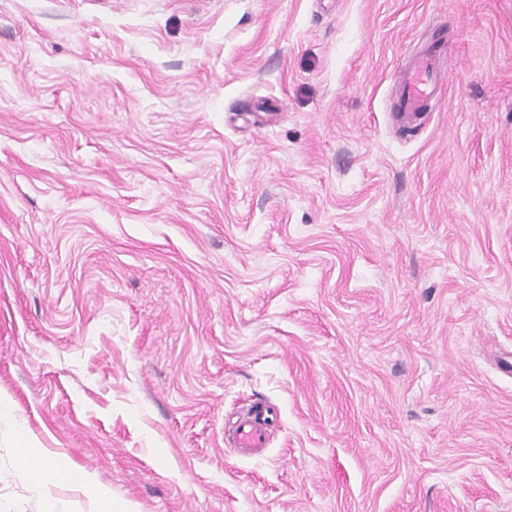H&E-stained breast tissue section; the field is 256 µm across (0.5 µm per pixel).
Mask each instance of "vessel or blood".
Here are the masks:
<instances>
[{"mask_svg": "<svg viewBox=\"0 0 512 512\" xmlns=\"http://www.w3.org/2000/svg\"><path fill=\"white\" fill-rule=\"evenodd\" d=\"M440 82V61L430 50L414 55L399 70L396 110L403 125L415 126L420 115L434 103ZM279 419V410L274 404H254L249 415L235 429V447L246 453L265 448L269 432L278 426Z\"/></svg>", "mask_w": 512, "mask_h": 512, "instance_id": "b4317fda", "label": "vessel or blood"}]
</instances>
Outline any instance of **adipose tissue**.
<instances>
[{
	"mask_svg": "<svg viewBox=\"0 0 512 512\" xmlns=\"http://www.w3.org/2000/svg\"><path fill=\"white\" fill-rule=\"evenodd\" d=\"M19 440L21 442L19 450L20 463L23 468L30 470L36 484L41 486L59 483L78 485L90 490L94 494L102 508V512H128L126 505L113 502L110 491L104 489L87 472L51 465L34 466V442L24 434L20 435Z\"/></svg>",
	"mask_w": 512,
	"mask_h": 512,
	"instance_id": "adipose-tissue-1",
	"label": "adipose tissue"
}]
</instances>
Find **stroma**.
<instances>
[{
    "label": "stroma",
    "mask_w": 512,
    "mask_h": 512,
    "mask_svg": "<svg viewBox=\"0 0 512 512\" xmlns=\"http://www.w3.org/2000/svg\"><path fill=\"white\" fill-rule=\"evenodd\" d=\"M511 357L512 0H0V512H512ZM440 82V60L432 50L414 55L399 70L396 112L403 125H416L420 115L435 102ZM279 419V410L274 404H254L249 415L235 429L234 446L245 453L265 448L269 431L278 426ZM18 438L22 445V448H19L21 466L31 472L36 484L40 486L57 485L59 483L78 485L94 494L102 508L100 512H129L126 505L113 502L110 491L104 489L85 471L51 465L32 467L33 461L38 457L34 454L37 446L23 431L18 432Z\"/></svg>",
    "instance_id": "stroma-1"
}]
</instances>
